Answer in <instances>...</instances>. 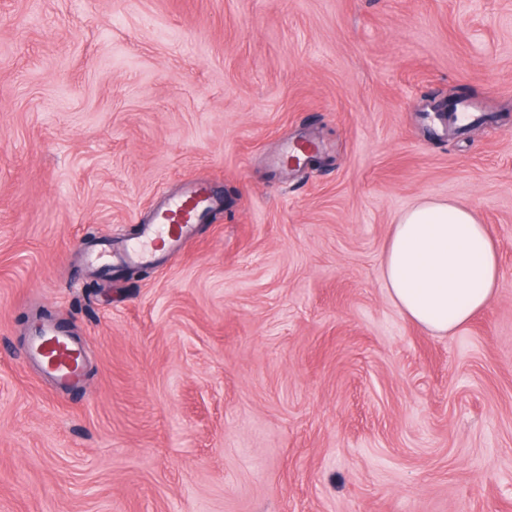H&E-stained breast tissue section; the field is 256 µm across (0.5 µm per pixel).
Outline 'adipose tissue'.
<instances>
[{
    "mask_svg": "<svg viewBox=\"0 0 512 512\" xmlns=\"http://www.w3.org/2000/svg\"><path fill=\"white\" fill-rule=\"evenodd\" d=\"M382 277L401 313L442 336L485 310L500 286V263L472 209L424 200L392 226Z\"/></svg>",
    "mask_w": 512,
    "mask_h": 512,
    "instance_id": "obj_1",
    "label": "adipose tissue"
}]
</instances>
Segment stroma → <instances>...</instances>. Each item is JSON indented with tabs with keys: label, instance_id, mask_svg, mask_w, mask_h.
<instances>
[{
	"label": "stroma",
	"instance_id": "1",
	"mask_svg": "<svg viewBox=\"0 0 512 512\" xmlns=\"http://www.w3.org/2000/svg\"><path fill=\"white\" fill-rule=\"evenodd\" d=\"M197 180L190 240L90 267ZM424 198L499 251L446 336L382 277ZM0 512H512V0H0ZM24 355L37 362L44 374L64 391L84 383L83 345L51 324H43L32 332Z\"/></svg>",
	"mask_w": 512,
	"mask_h": 512
}]
</instances>
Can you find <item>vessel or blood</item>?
I'll return each instance as SVG.
<instances>
[{"label": "vessel or blood", "instance_id": "b4317fda", "mask_svg": "<svg viewBox=\"0 0 512 512\" xmlns=\"http://www.w3.org/2000/svg\"><path fill=\"white\" fill-rule=\"evenodd\" d=\"M214 196L200 182L163 204L154 221L145 224L134 244L122 252L90 248L86 254L96 267L108 268L119 263L144 264L157 258L161 248H173L188 241L199 217L211 208ZM25 357L37 362L45 375L62 390L80 387L84 382V347L55 326L37 327L28 339Z\"/></svg>", "mask_w": 512, "mask_h": 512}]
</instances>
